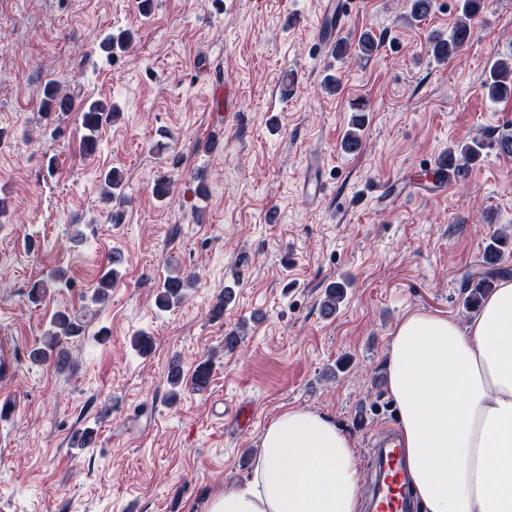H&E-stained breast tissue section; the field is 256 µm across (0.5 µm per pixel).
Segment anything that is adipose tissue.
Here are the masks:
<instances>
[{
	"instance_id": "obj_1",
	"label": "adipose tissue",
	"mask_w": 512,
	"mask_h": 512,
	"mask_svg": "<svg viewBox=\"0 0 512 512\" xmlns=\"http://www.w3.org/2000/svg\"><path fill=\"white\" fill-rule=\"evenodd\" d=\"M407 478L424 512H512V277L467 321L404 313L387 348ZM355 442L307 408L278 414L248 478L208 512H361Z\"/></svg>"
}]
</instances>
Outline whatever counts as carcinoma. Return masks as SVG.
<instances>
[{
	"label": "carcinoma",
	"instance_id": "obj_1",
	"mask_svg": "<svg viewBox=\"0 0 512 512\" xmlns=\"http://www.w3.org/2000/svg\"><path fill=\"white\" fill-rule=\"evenodd\" d=\"M485 0H461V18L453 26L448 38L436 35L430 39L429 51L438 61L448 59L452 54L465 47L472 36V21L482 12ZM131 42V33L121 31L110 34L101 43V50L109 56L118 52H124ZM379 47V41L371 32H365L357 42V53L361 57H369ZM488 98L493 102L507 100L512 97V57L499 59L491 67L489 76L484 82ZM74 104L73 96L62 90L55 82L45 84L42 92L40 108L42 117H60L71 111ZM83 135V149L87 154H93L98 147V134L101 128L116 121L120 113L114 108L100 101H85L81 105ZM353 128L348 130L343 140V147L350 152L361 144L360 131L363 127L362 116L358 115L352 122ZM490 146L497 154L504 157H512V133L504 132L492 141ZM480 137H474L469 141L448 148V174L462 176L469 166L477 161L485 148L489 146ZM103 199L106 201L124 202L122 187L124 184L123 173L115 168L105 172L101 178ZM503 240L496 234L491 236V242L487 245L484 265L468 273L462 281L461 291L463 304L468 309L479 306L481 299L496 287V278L503 274L497 268L500 260V245ZM117 284L115 269H109L99 277L98 287L95 289L91 301L100 303ZM194 284L192 275H168L158 286L155 297L156 306L167 311L178 306L187 297L188 289ZM50 280L39 279L33 282L29 290V300L38 304L44 300L50 292ZM346 284L336 282L325 288L324 299L321 305L322 312L332 315L338 305L344 299ZM81 321L73 314L65 311H57L49 322L40 341V346L30 352V358L35 363H44L53 360L54 366L63 371L69 366L68 353L63 350L64 341L72 336H77L82 331ZM212 368L210 362L204 361L195 368L193 373V386L198 391L205 390L211 380Z\"/></svg>",
	"mask_w": 512,
	"mask_h": 512
}]
</instances>
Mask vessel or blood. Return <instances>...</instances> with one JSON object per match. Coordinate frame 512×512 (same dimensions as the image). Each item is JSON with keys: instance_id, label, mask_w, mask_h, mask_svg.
Masks as SVG:
<instances>
[{"instance_id": "b4317fda", "label": "vessel or blood", "mask_w": 512, "mask_h": 512, "mask_svg": "<svg viewBox=\"0 0 512 512\" xmlns=\"http://www.w3.org/2000/svg\"><path fill=\"white\" fill-rule=\"evenodd\" d=\"M355 5L356 0H320L321 24L317 44L321 54L335 49ZM374 446L369 512H410L412 504L404 478V460L394 436H381L375 440Z\"/></svg>"}]
</instances>
